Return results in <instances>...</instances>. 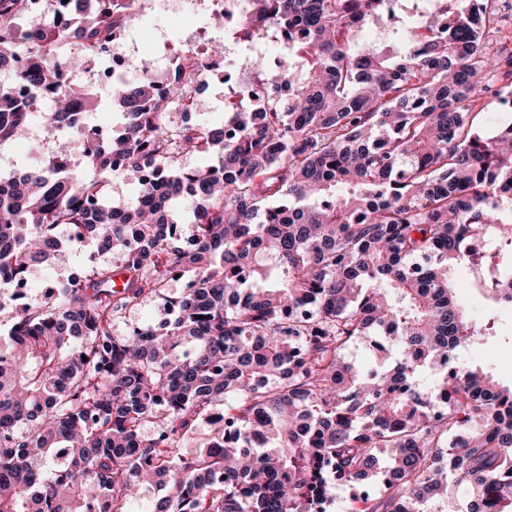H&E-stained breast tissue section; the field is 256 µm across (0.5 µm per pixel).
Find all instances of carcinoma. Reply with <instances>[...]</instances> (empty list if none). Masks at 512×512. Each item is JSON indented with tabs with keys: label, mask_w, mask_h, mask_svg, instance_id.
<instances>
[{
	"label": "carcinoma",
	"mask_w": 512,
	"mask_h": 512,
	"mask_svg": "<svg viewBox=\"0 0 512 512\" xmlns=\"http://www.w3.org/2000/svg\"><path fill=\"white\" fill-rule=\"evenodd\" d=\"M251 2L238 40L288 42L273 64L255 60L266 100L220 127L192 123L171 108L205 75L160 90L144 64L113 84L127 119L115 135L84 131L95 93L62 70L100 58L135 0H54L22 45L15 21L32 0H0V66L22 59L18 82L55 99L47 111L0 86V148L36 112L73 144L0 181V512H125L146 479L167 488L152 512H332L339 485L376 489L352 512H512V385L474 362L416 384L443 351L495 330L493 313L475 319L455 298L457 278L512 305V123H474L489 79L512 76V48L486 43L512 5L450 0V21L417 13L354 51L385 0ZM74 40L86 52L58 57ZM193 153L209 164L184 168ZM116 174L135 183L132 203L106 196ZM187 221L191 244L176 247ZM461 224L489 240L497 272L468 255ZM81 243L120 254V289L99 265L54 302L14 301L32 267ZM177 272L193 287L161 329L113 334ZM361 341L373 369L345 359ZM216 401L206 445L183 447Z\"/></svg>",
	"instance_id": "cac0c4a2"
}]
</instances>
